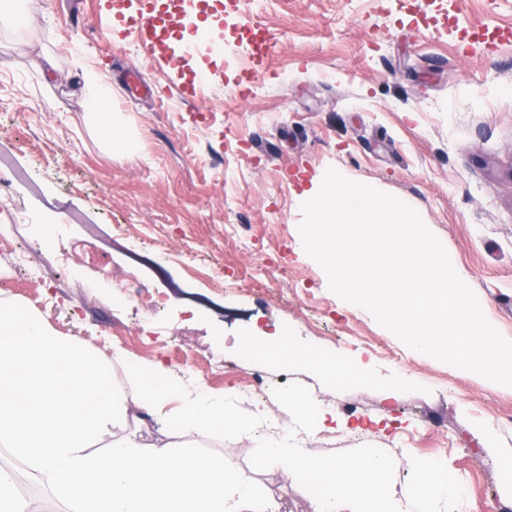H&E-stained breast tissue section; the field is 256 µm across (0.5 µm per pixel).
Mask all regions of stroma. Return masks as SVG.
Listing matches in <instances>:
<instances>
[{
	"label": "stroma",
	"mask_w": 512,
	"mask_h": 512,
	"mask_svg": "<svg viewBox=\"0 0 512 512\" xmlns=\"http://www.w3.org/2000/svg\"><path fill=\"white\" fill-rule=\"evenodd\" d=\"M27 24L0 29V166L16 173L0 196V300L38 313L52 334L94 349L119 346L170 375L195 365L220 396L228 379L265 374L336 420L275 395L271 409L296 426L317 462L369 452L390 466L384 504L428 512L418 482L434 462L449 484L472 488L469 512L512 503V387L405 348L370 312L328 287L297 245L300 194L328 168L410 202L445 247L487 320L512 337V42L498 52L465 38L486 24L512 31V0H239L202 36L222 52L176 59L161 71L135 31L112 26L105 0H16ZM256 23L271 48L248 99L239 84L250 54L237 32ZM209 73L201 95L180 88ZM110 88L103 109L123 113L133 148L111 145L81 92L86 74ZM63 243L79 272L49 253L27 259L44 279L18 282L17 248ZM200 265L241 272L193 279L178 249ZM134 273L159 295L149 353L113 277ZM287 330L263 358L251 339ZM359 336L366 345L347 346ZM387 345L399 361L376 357ZM145 449L182 434L156 416L117 431ZM254 480L279 512H314L307 479L263 464L266 429L250 438L198 437Z\"/></svg>",
	"instance_id": "stroma-1"
}]
</instances>
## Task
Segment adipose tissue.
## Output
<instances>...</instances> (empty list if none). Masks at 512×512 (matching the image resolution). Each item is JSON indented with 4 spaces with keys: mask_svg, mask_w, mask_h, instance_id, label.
<instances>
[{
    "mask_svg": "<svg viewBox=\"0 0 512 512\" xmlns=\"http://www.w3.org/2000/svg\"><path fill=\"white\" fill-rule=\"evenodd\" d=\"M263 459L286 476L316 475V482L309 486L315 512H380L381 500L369 478L383 471V457L360 454L323 466L315 462L309 449L298 447L286 433L267 443Z\"/></svg>",
    "mask_w": 512,
    "mask_h": 512,
    "instance_id": "obj_1",
    "label": "adipose tissue"
}]
</instances>
